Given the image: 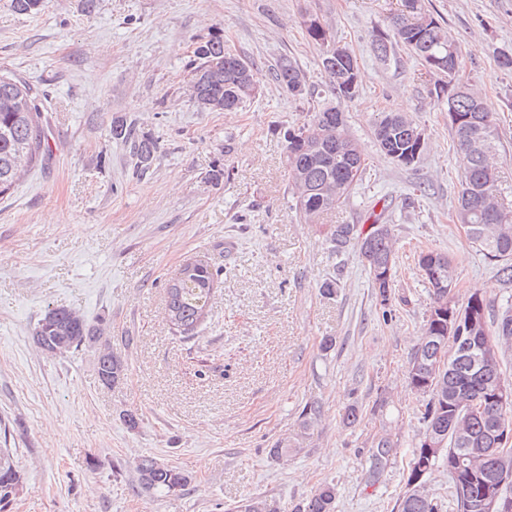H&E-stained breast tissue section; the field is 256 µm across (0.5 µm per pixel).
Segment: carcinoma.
<instances>
[{
    "instance_id": "1",
    "label": "carcinoma",
    "mask_w": 512,
    "mask_h": 512,
    "mask_svg": "<svg viewBox=\"0 0 512 512\" xmlns=\"http://www.w3.org/2000/svg\"><path fill=\"white\" fill-rule=\"evenodd\" d=\"M403 2L406 13L391 19V31L374 32V50L384 59L399 47L409 51L426 74L437 77L433 83L437 100L464 119L460 125L451 126L456 149L469 158V166L461 175L456 219L466 228L476 251L495 263L498 277L512 288V203L506 201L493 164L499 140L495 118L486 111L477 92L458 82L462 50L427 9L425 0ZM45 6L46 0H10V7L20 14L36 13ZM304 27L320 47L327 90L338 98L353 97L355 92L347 88L345 79V71L357 69L351 52L338 45L318 19L308 17ZM189 69L191 99L202 112H237L261 90L257 64L227 49L219 33L197 43ZM271 76L292 96L307 93L303 74L286 57ZM417 130L413 120L390 112L376 124V142L391 160L409 166L419 160L423 148V142L411 138ZM109 135L129 149L137 169L151 168L159 150L157 141L139 135L134 125L120 116L112 118ZM285 142L295 209L306 223L315 224L321 214L349 199L366 170L363 149L347 132L343 113L331 105L313 113L306 124L287 130ZM51 155L38 95L22 79L0 73V197L9 194L26 171L45 166ZM379 219L373 216V224L367 228L337 224L328 236L336 253L356 245L379 303L385 306L392 296L396 259L393 227ZM418 267L428 284L432 306L410 359L408 384L412 391L427 397L422 413L426 428L412 450L407 482L420 474L423 478L421 490L402 495L397 509L438 512V502L427 492L426 484L431 472L442 467L451 479L454 512H483L485 496L499 493L512 497V480L500 484L501 463L483 452L490 447L500 423L512 425V406L503 407L493 395L496 384L509 380L503 365L505 353L512 348V295L494 314L476 290L460 306L451 296L457 277L448 254L435 249L423 251ZM388 269L392 274L381 278ZM217 285L218 274L201 261L184 264L166 284L165 315L182 338L199 333ZM449 325L457 329L449 330ZM104 335L103 323H91L74 309L51 305L39 319L33 341L45 352L65 354L82 347L94 350L98 379L112 387L125 378L127 368L113 354ZM474 401L482 405V411L470 416L465 409ZM430 436L444 448L437 457L426 454L424 441ZM392 451L387 438L379 439L370 449L372 477L383 471ZM466 455L474 457L472 473L458 466V459ZM137 473L138 485L145 491L174 492L189 482L184 471L157 458L141 459ZM335 502V487L325 483L298 512H335ZM236 512H278V507L255 497L236 507Z\"/></svg>"
}]
</instances>
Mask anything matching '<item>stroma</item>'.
<instances>
[{
    "label": "stroma",
    "mask_w": 512,
    "mask_h": 512,
    "mask_svg": "<svg viewBox=\"0 0 512 512\" xmlns=\"http://www.w3.org/2000/svg\"><path fill=\"white\" fill-rule=\"evenodd\" d=\"M48 0L36 14L0 0V72L39 93L53 153L0 198V448L13 449L25 487L7 512H232L243 499L295 512L320 484L336 512H392L405 491L425 401L407 379L431 306L417 256L453 260L454 298L483 290L500 305L512 289L476 252L455 211L463 168L448 112L402 49L377 57L374 30L402 0ZM460 44L463 85L479 91L500 136L498 177L512 186V0H427ZM357 60L351 99L327 93L308 16ZM221 33L266 77L239 112H202L188 61ZM291 59L320 100L337 104L367 169L350 199L307 224L292 207L283 133L318 100L289 95L267 74ZM402 113L422 128L419 161L380 152L375 122ZM159 143L149 172L134 170L108 136L113 116ZM224 165L216 186L208 174ZM397 238L394 297L376 299L355 250L335 256L331 226L369 213ZM191 260L222 269L210 315L190 340L164 317L165 286ZM339 278L336 295L322 284ZM64 305L107 323L127 365L99 382L92 350L50 357L32 340L45 308ZM357 405L354 423L344 420ZM318 406L306 419L304 407ZM139 420L129 428L124 414ZM394 451L378 478L367 458L380 437ZM288 447L270 458L275 443ZM152 456L190 477L184 489L138 488Z\"/></svg>",
    "instance_id": "stroma-1"
}]
</instances>
